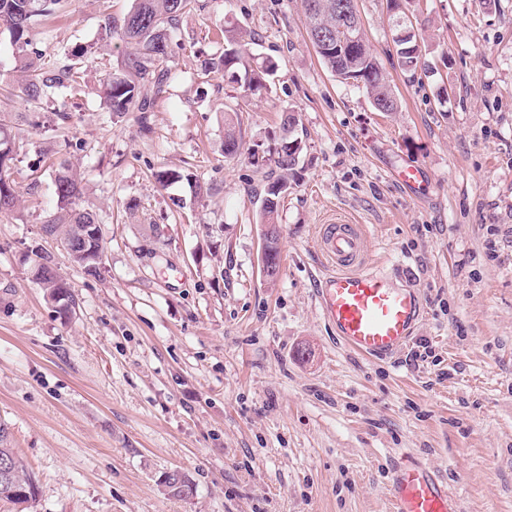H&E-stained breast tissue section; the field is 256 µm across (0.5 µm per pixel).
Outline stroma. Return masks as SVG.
Returning <instances> with one entry per match:
<instances>
[{"mask_svg":"<svg viewBox=\"0 0 512 512\" xmlns=\"http://www.w3.org/2000/svg\"><path fill=\"white\" fill-rule=\"evenodd\" d=\"M200 3L174 34L167 94L115 125L99 91L120 42L83 59L78 106L56 130L32 127L0 45V121L19 146V201L0 215V422L38 485L28 512H392L387 481L409 457L459 512H512V0H401L420 36L413 72L397 63L387 0H357L394 112L326 69L300 0ZM130 5L61 0L40 24L45 55L96 45L104 15ZM226 27L250 32V63H277L266 89L199 73ZM288 112L302 152L271 280L259 210L282 174ZM48 152L85 177L102 220L97 274L42 236ZM409 166L426 171L413 191L397 179ZM160 169L195 179L162 187ZM336 213L420 298L413 341L391 357L348 350L319 308L332 271L319 229ZM38 241L74 289L69 319L32 280ZM420 342L432 354L416 360ZM174 469L194 479L192 499L163 490Z\"/></svg>","mask_w":512,"mask_h":512,"instance_id":"35a3bbf8","label":"stroma"}]
</instances>
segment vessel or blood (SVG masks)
I'll use <instances>...</instances> for the list:
<instances>
[{"label":"vessel or blood","instance_id":"obj_1","mask_svg":"<svg viewBox=\"0 0 512 512\" xmlns=\"http://www.w3.org/2000/svg\"><path fill=\"white\" fill-rule=\"evenodd\" d=\"M319 247L334 271L323 279L318 301L337 336L371 358H386L404 348L420 316L419 299L413 289L371 266L364 226L345 220L322 225ZM387 492L394 512H458L447 484L414 460L396 469Z\"/></svg>","mask_w":512,"mask_h":512}]
</instances>
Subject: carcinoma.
Segmentation results:
<instances>
[{"mask_svg": "<svg viewBox=\"0 0 512 512\" xmlns=\"http://www.w3.org/2000/svg\"><path fill=\"white\" fill-rule=\"evenodd\" d=\"M132 5L118 20L107 15L101 29L105 45L116 38L124 44L117 69L109 74L103 84L101 99L103 109L111 123L119 122L129 112L152 111L156 98L168 91L172 79L173 58L172 33L180 20L198 7L199 0H131ZM308 19H313L311 4H317L322 13V21L336 24L337 0H301ZM59 0H0V36L6 35L13 49L14 69L22 74L19 85L26 101L37 108L50 109L56 120L66 122L71 118L66 98L79 90L77 61L83 58L88 49L75 47L64 53V59L54 63L44 61V53L35 42V25L39 18L54 12ZM224 51L206 55L199 61L202 75L234 74L245 68L244 87L255 94L266 88L267 82L276 74L277 65L268 60L256 69L246 68L245 33L236 28H224ZM419 35L411 33L403 40L396 51L398 65L404 70H413L420 60ZM351 45L318 51L324 66L344 83L351 79L361 81L373 107L394 112L398 108L386 72L371 52L366 56H350ZM239 141L232 122L225 121L224 153L231 156L237 153ZM302 150L296 140L283 139L278 151L276 164L285 173L298 162ZM13 160V147L10 134L0 125V164ZM288 177L283 175L268 189L260 212V224L277 225L278 205L281 194L288 191ZM54 194L56 209L45 221V236L60 243L69 239L74 224H97L96 210L82 207V178L72 167L61 164L55 172ZM18 200L15 185L0 169V214L15 207ZM39 285L44 296L64 314L69 307L76 305L75 295L68 282L58 272L42 275ZM0 469L5 476L0 477V499L8 500L22 509L36 500L38 487L22 458L10 445L8 426L0 422ZM161 484L168 494L189 498L187 490L196 487L194 480L178 470L164 474Z\"/></svg>", "mask_w": 512, "mask_h": 512, "instance_id": "1", "label": "carcinoma"}]
</instances>
